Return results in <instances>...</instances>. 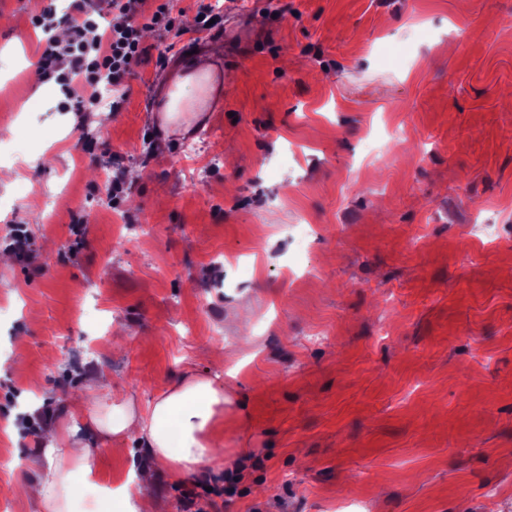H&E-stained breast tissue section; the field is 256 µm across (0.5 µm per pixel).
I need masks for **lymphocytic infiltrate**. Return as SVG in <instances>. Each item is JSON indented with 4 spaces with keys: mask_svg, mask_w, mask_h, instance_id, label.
I'll use <instances>...</instances> for the list:
<instances>
[{
    "mask_svg": "<svg viewBox=\"0 0 512 512\" xmlns=\"http://www.w3.org/2000/svg\"><path fill=\"white\" fill-rule=\"evenodd\" d=\"M69 19L70 37L58 42L52 35L56 18L49 9L35 14L32 22L46 32L47 39L40 54L39 65L46 78L60 85L66 99L74 100L78 111L89 112L100 101L99 87L107 84L116 89L111 102L119 108L125 100L121 90L132 73V67L143 52L145 28L151 27L175 36L184 29L172 15L169 0H159L145 23L128 22L98 28L94 16L99 11L97 0H71ZM83 76V83H75V76Z\"/></svg>",
    "mask_w": 512,
    "mask_h": 512,
    "instance_id": "lymphocytic-infiltrate-1",
    "label": "lymphocytic infiltrate"
}]
</instances>
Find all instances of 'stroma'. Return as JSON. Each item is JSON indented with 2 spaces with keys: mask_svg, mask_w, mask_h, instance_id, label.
<instances>
[{
  "mask_svg": "<svg viewBox=\"0 0 512 512\" xmlns=\"http://www.w3.org/2000/svg\"><path fill=\"white\" fill-rule=\"evenodd\" d=\"M44 4L0 0V168L19 176L0 185V512H37L10 485L88 379L144 405L218 365L250 427L224 413L220 455L142 487L154 512L221 475L236 492L208 512H512V0H171L188 33L146 30L126 103L84 126L29 81ZM200 10L223 34L193 30ZM190 51L221 96L162 127ZM197 140L224 158L201 184ZM114 156L141 175L101 206ZM101 448L100 486L152 464L134 440Z\"/></svg>",
  "mask_w": 512,
  "mask_h": 512,
  "instance_id": "stroma-1",
  "label": "stroma"
}]
</instances>
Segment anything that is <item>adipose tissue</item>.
<instances>
[{
    "label": "adipose tissue",
    "instance_id": "ef3b65f1",
    "mask_svg": "<svg viewBox=\"0 0 512 512\" xmlns=\"http://www.w3.org/2000/svg\"><path fill=\"white\" fill-rule=\"evenodd\" d=\"M197 67V58L189 55L167 75L170 97L185 102L184 109L172 111L171 117L186 127L197 120L189 104L197 92L192 80ZM233 398L234 390L218 368L210 373L183 372L143 409L138 408L134 395H112L92 388L90 396L69 405L70 414L80 417L83 427L72 426L64 432L56 426L47 428L42 440L48 461L38 480L17 477L12 491L33 498L39 512H73L74 482H92L98 471L97 442L105 435L116 440L138 437L159 471L184 478L214 458L211 429ZM172 420L179 428L175 440L167 431Z\"/></svg>",
    "mask_w": 512,
    "mask_h": 512
}]
</instances>
